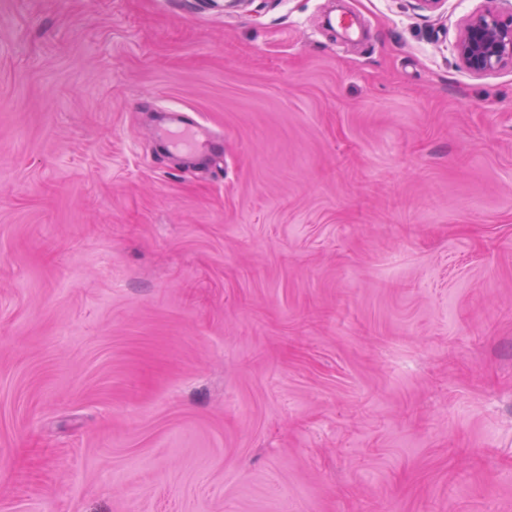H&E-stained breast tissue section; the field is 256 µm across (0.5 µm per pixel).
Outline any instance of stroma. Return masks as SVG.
Returning <instances> with one entry per match:
<instances>
[{"instance_id": "35a3bbf8", "label": "stroma", "mask_w": 512, "mask_h": 512, "mask_svg": "<svg viewBox=\"0 0 512 512\" xmlns=\"http://www.w3.org/2000/svg\"><path fill=\"white\" fill-rule=\"evenodd\" d=\"M483 4L0 0V512H512ZM459 65L474 76L512 69V13L504 17L495 7L470 15L455 44ZM167 133H175L178 139H167L173 147L184 145L193 150L199 144L202 132L193 124L183 122L178 113H172L167 127L164 129Z\"/></svg>"}]
</instances>
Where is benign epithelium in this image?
I'll use <instances>...</instances> for the list:
<instances>
[{
  "label": "benign epithelium",
  "mask_w": 512,
  "mask_h": 512,
  "mask_svg": "<svg viewBox=\"0 0 512 512\" xmlns=\"http://www.w3.org/2000/svg\"><path fill=\"white\" fill-rule=\"evenodd\" d=\"M490 6L470 15L455 44L459 65L474 76H486L512 68V14L503 16Z\"/></svg>",
  "instance_id": "obj_1"
}]
</instances>
